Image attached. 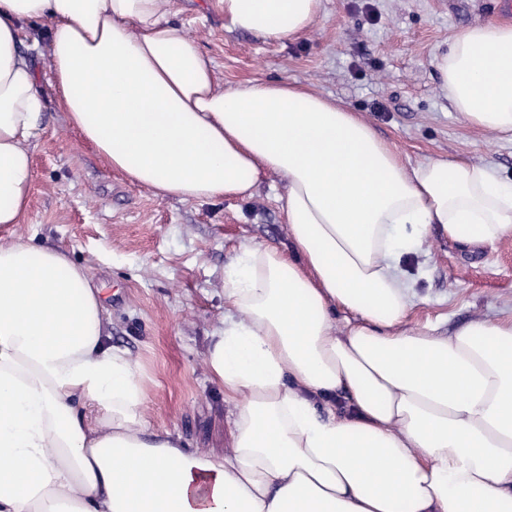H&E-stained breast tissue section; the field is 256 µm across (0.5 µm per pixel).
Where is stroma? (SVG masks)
<instances>
[{
  "instance_id": "stroma-1",
  "label": "stroma",
  "mask_w": 512,
  "mask_h": 512,
  "mask_svg": "<svg viewBox=\"0 0 512 512\" xmlns=\"http://www.w3.org/2000/svg\"><path fill=\"white\" fill-rule=\"evenodd\" d=\"M179 6V21L225 85H311L362 113L407 162L463 158L512 180V139L467 124L440 94L431 65L463 29L502 23L497 0H322L311 31L283 43L226 29L211 0ZM40 86L47 106L32 146L29 211L24 223L1 226L0 239L58 245L85 266L111 314L112 344L141 365L148 429L222 453L230 408L204 357L224 317V269L240 243H287L284 188L269 176L249 199H156L112 172L69 127L48 70ZM400 267L414 300L412 327L447 336L512 311V240L469 247L435 235Z\"/></svg>"
}]
</instances>
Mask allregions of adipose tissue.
<instances>
[{
  "instance_id": "ef3b65f1",
  "label": "adipose tissue",
  "mask_w": 512,
  "mask_h": 512,
  "mask_svg": "<svg viewBox=\"0 0 512 512\" xmlns=\"http://www.w3.org/2000/svg\"><path fill=\"white\" fill-rule=\"evenodd\" d=\"M228 30L305 35L321 0H214ZM172 0H0V225L23 223L46 100L28 21L48 22L70 127L154 197L285 187V247L241 245L205 362L235 409L206 453L143 422L142 370L110 342L84 266L0 242V512H512V316L407 327L401 252L432 228L512 239V181L405 162L358 112L288 81L224 86ZM471 126L512 136V25L434 60Z\"/></svg>"
}]
</instances>
